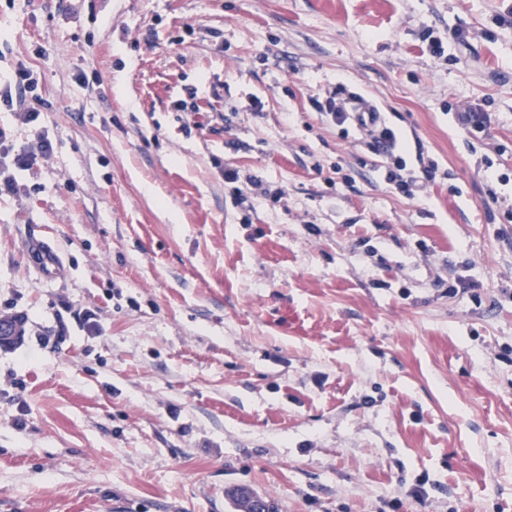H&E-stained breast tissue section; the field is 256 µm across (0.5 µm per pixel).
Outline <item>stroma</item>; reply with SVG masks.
<instances>
[{
  "instance_id": "obj_1",
  "label": "stroma",
  "mask_w": 512,
  "mask_h": 512,
  "mask_svg": "<svg viewBox=\"0 0 512 512\" xmlns=\"http://www.w3.org/2000/svg\"><path fill=\"white\" fill-rule=\"evenodd\" d=\"M20 64L0 123L54 151L0 196V512H512V0H0ZM31 76L32 72L28 68L19 66L13 73L4 76L3 79L1 76L0 79V107L3 105L8 111L16 112L22 124L35 123L41 115L36 107L21 108L29 94L35 90ZM14 104L19 108L14 109ZM343 89L338 87L336 92L327 100L325 114L336 124V126L356 125L363 133L361 145L369 152L383 156L387 160L385 170V180L394 186L398 193L409 199L420 197L426 187L435 182L438 172V165L429 161L427 165L420 167L421 175H410L404 177L400 173L390 169V165L398 171L406 170V161L403 153L406 145L400 140L394 129L387 125L383 118L371 115L369 123L362 119L357 125L354 120L353 113L344 112L341 107H336L335 96L341 93ZM224 179L228 183L240 184L235 187L234 200L237 206L250 207L254 195L267 196V190L263 188L262 182L254 176H246L242 179L239 171L226 170L224 172Z\"/></svg>"
}]
</instances>
